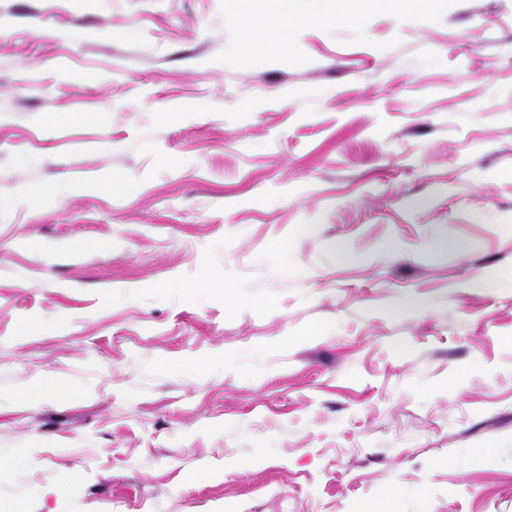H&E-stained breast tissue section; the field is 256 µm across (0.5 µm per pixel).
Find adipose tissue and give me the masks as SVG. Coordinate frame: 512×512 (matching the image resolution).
Here are the masks:
<instances>
[{"label":"adipose tissue","instance_id":"adipose-tissue-1","mask_svg":"<svg viewBox=\"0 0 512 512\" xmlns=\"http://www.w3.org/2000/svg\"><path fill=\"white\" fill-rule=\"evenodd\" d=\"M267 4V29L272 37L287 34L289 19H315L330 15L353 22L360 21L363 0H265Z\"/></svg>","mask_w":512,"mask_h":512}]
</instances>
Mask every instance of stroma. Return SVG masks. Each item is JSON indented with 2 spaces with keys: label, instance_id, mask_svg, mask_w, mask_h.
<instances>
[{
  "label": "stroma",
  "instance_id": "stroma-1",
  "mask_svg": "<svg viewBox=\"0 0 512 512\" xmlns=\"http://www.w3.org/2000/svg\"><path fill=\"white\" fill-rule=\"evenodd\" d=\"M265 14L0 0V512H512V0ZM393 8L404 14L433 17L448 9L447 0H387Z\"/></svg>",
  "mask_w": 512,
  "mask_h": 512
}]
</instances>
